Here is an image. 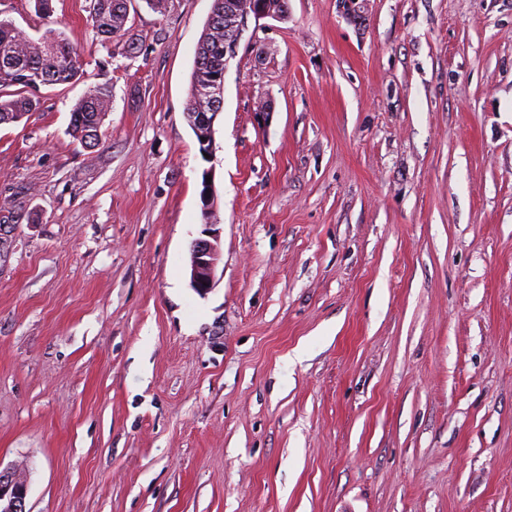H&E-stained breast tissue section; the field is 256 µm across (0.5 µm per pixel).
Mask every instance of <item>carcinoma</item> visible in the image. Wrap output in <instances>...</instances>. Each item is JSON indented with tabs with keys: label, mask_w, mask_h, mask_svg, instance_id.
<instances>
[{
	"label": "carcinoma",
	"mask_w": 512,
	"mask_h": 512,
	"mask_svg": "<svg viewBox=\"0 0 512 512\" xmlns=\"http://www.w3.org/2000/svg\"><path fill=\"white\" fill-rule=\"evenodd\" d=\"M89 17L97 32L110 41L125 35L127 0H89ZM0 124L18 122L35 111L39 100L34 92L42 85L67 84L83 72L77 50L63 33L46 30L34 40L12 20L0 17ZM224 71V0H213L211 15L198 41L191 74L186 111L216 112L221 106L197 96L199 89ZM112 107V86H91L73 108L69 134L86 148L98 142V130Z\"/></svg>",
	"instance_id": "obj_1"
}]
</instances>
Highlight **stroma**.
Returning a JSON list of instances; mask_svg holds the SVG:
<instances>
[{
	"label": "stroma",
	"instance_id": "stroma-1",
	"mask_svg": "<svg viewBox=\"0 0 512 512\" xmlns=\"http://www.w3.org/2000/svg\"><path fill=\"white\" fill-rule=\"evenodd\" d=\"M212 3L129 0V54L87 0H0L84 65L0 125L26 512H512V0H288L245 33L206 159L184 110ZM104 82L87 149L70 113ZM204 236L196 239L191 246L190 284L202 296L208 294L215 284V272L220 260L219 231L217 224H204Z\"/></svg>",
	"mask_w": 512,
	"mask_h": 512
}]
</instances>
